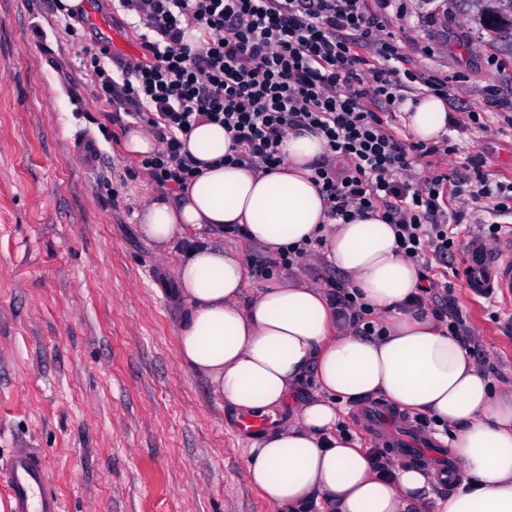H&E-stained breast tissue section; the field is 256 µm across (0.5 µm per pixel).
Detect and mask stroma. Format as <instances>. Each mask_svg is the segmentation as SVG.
<instances>
[{
  "instance_id": "obj_1",
  "label": "stroma",
  "mask_w": 512,
  "mask_h": 512,
  "mask_svg": "<svg viewBox=\"0 0 512 512\" xmlns=\"http://www.w3.org/2000/svg\"><path fill=\"white\" fill-rule=\"evenodd\" d=\"M404 48L429 75H465L486 129L456 126L448 173L480 155L512 180V43L488 35L473 0H401ZM47 0H0V464L14 444L45 455L64 512H272L247 478L253 441L209 381L180 358L177 252L143 238L137 211L157 184L122 150L125 129L84 64L107 39ZM91 130L85 168L68 142ZM455 294L470 354L512 382V303L490 316Z\"/></svg>"
}]
</instances>
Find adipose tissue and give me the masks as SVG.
Segmentation results:
<instances>
[{"label": "adipose tissue", "instance_id": "obj_1", "mask_svg": "<svg viewBox=\"0 0 512 512\" xmlns=\"http://www.w3.org/2000/svg\"><path fill=\"white\" fill-rule=\"evenodd\" d=\"M399 110L417 141L437 143L448 133V104L436 94L407 97ZM231 147L223 126H196L185 148L203 171L187 189L154 193L139 218L155 245L183 246L181 359L235 411L269 419L249 450L251 484L274 512L321 503L334 512H512V385L496 389L445 325L410 308L424 281L392 225L375 214L346 224L328 218L311 170L327 148L310 131L288 130L271 172L225 164ZM234 230L272 255L319 239L327 264L373 308L383 335L362 336L339 321L324 287L304 279L247 293L245 255L218 243ZM309 374L317 393L291 405ZM374 396L450 429L463 469L451 493L429 494L432 476L418 466L381 477L367 450L338 433L345 406Z\"/></svg>", "mask_w": 512, "mask_h": 512}]
</instances>
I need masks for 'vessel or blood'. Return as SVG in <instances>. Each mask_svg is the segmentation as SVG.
I'll use <instances>...</instances> for the list:
<instances>
[{"label": "vessel or blood", "instance_id": "vessel-or-blood-1", "mask_svg": "<svg viewBox=\"0 0 512 512\" xmlns=\"http://www.w3.org/2000/svg\"><path fill=\"white\" fill-rule=\"evenodd\" d=\"M465 266L470 297L495 295L512 301V241L495 251L483 241L472 240ZM367 433L388 444L406 460L428 462L449 470L445 456L429 454V438L416 423H401L388 409L371 404L365 412ZM7 496L11 512H63L62 499L48 474L42 453L34 448H15L6 461Z\"/></svg>", "mask_w": 512, "mask_h": 512}]
</instances>
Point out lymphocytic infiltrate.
Segmentation results:
<instances>
[{
  "mask_svg": "<svg viewBox=\"0 0 512 512\" xmlns=\"http://www.w3.org/2000/svg\"><path fill=\"white\" fill-rule=\"evenodd\" d=\"M146 28L142 56L112 72L110 51L90 59L98 97L159 141L141 166L161 186L187 187L200 162L184 142L203 122L222 125L233 142L230 164L278 167L288 129L322 136L329 154L314 181L330 219L381 213L400 250L417 265L447 263L455 245L449 218L464 221L469 203L512 212V181H495L471 156L463 176L440 171L439 157L458 145L407 142L388 119L404 83L421 82L461 105L460 78L437 79L408 68V57L379 0H117ZM426 176L411 174L414 164ZM449 279H428L424 305L469 340L467 318Z\"/></svg>",
  "mask_w": 512,
  "mask_h": 512,
  "instance_id": "1",
  "label": "lymphocytic infiltrate"
}]
</instances>
